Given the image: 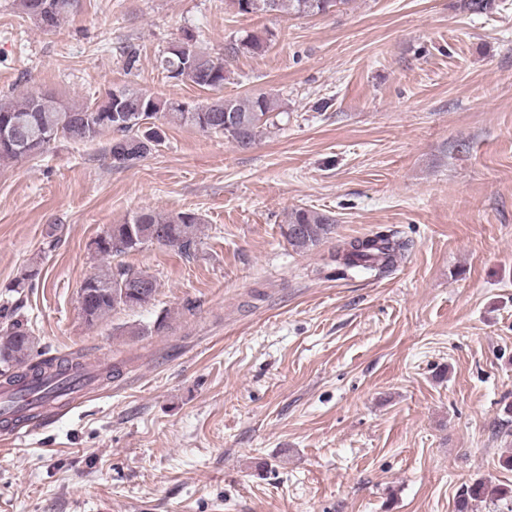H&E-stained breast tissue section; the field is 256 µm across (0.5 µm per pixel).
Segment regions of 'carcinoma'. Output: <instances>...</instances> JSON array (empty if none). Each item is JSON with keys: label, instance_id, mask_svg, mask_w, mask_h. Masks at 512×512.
<instances>
[{"label": "carcinoma", "instance_id": "carcinoma-1", "mask_svg": "<svg viewBox=\"0 0 512 512\" xmlns=\"http://www.w3.org/2000/svg\"><path fill=\"white\" fill-rule=\"evenodd\" d=\"M75 0H16L20 14L49 32L61 26L73 11ZM351 0H228L239 15L276 14L313 17L346 6ZM271 31L247 32L224 44V54L213 56L200 46L201 34L185 32L158 59L167 77L190 83L212 93L203 102L176 98L160 99L140 90L122 88L110 92L108 104L63 103L52 95L30 92L18 101L0 99V128L10 135L0 137V163L43 155L63 137L76 144L95 141L112 133L106 152L112 166L131 168L147 158L162 140L155 121L191 126L198 131L222 134L224 140L246 150L259 142L281 114L280 98L269 92L246 97L224 96L230 78L229 66L241 54L263 56L271 48ZM201 218L193 211L166 214L146 208L134 213L96 241L95 252L106 264L83 282V318L90 325L106 321L118 309L147 306L154 300L157 278L146 270H134L110 259L138 251L149 244L175 247L186 256L196 246ZM335 219L306 208L287 213L282 235L292 250L303 253L333 233ZM408 242L395 231L378 232L370 238L353 239L336 250V263L353 273L385 272L404 256ZM35 338L30 329L0 314V361L16 371L2 373L4 384L21 383L32 390L56 381L64 384L78 376L84 364L73 357H53L33 362ZM491 502L512 512V487L478 479L463 486L456 498V512H473L474 503Z\"/></svg>", "mask_w": 512, "mask_h": 512}]
</instances>
